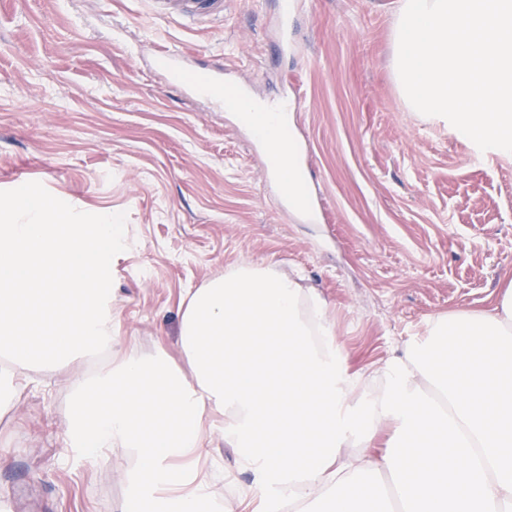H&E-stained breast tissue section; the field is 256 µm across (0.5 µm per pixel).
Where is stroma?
<instances>
[{"label": "stroma", "instance_id": "1", "mask_svg": "<svg viewBox=\"0 0 512 512\" xmlns=\"http://www.w3.org/2000/svg\"><path fill=\"white\" fill-rule=\"evenodd\" d=\"M400 0H228L220 21L171 19L150 0H0V202L21 186L109 211L128 238L112 257V324L141 357H180L188 296L240 265L315 290L366 397L430 320L489 310L512 279V155L410 112L393 71ZM176 50L217 85L254 98L285 83L303 99L293 131L324 218L288 216L262 148L237 113L172 86ZM68 367L15 366L0 412V512H119L124 449L108 462L66 445ZM198 469L212 494L254 512L253 476L221 431Z\"/></svg>", "mask_w": 512, "mask_h": 512}]
</instances>
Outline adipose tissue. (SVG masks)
Here are the masks:
<instances>
[{
  "instance_id": "1",
  "label": "adipose tissue",
  "mask_w": 512,
  "mask_h": 512,
  "mask_svg": "<svg viewBox=\"0 0 512 512\" xmlns=\"http://www.w3.org/2000/svg\"><path fill=\"white\" fill-rule=\"evenodd\" d=\"M124 244L108 212L83 224L30 193L0 212V357L58 366L111 353L75 380L66 443L132 455L120 512H224L190 466L210 414L262 512L286 499L298 512H512V281L489 311L434 318L360 401L324 301L270 266L195 290L183 362L121 351L112 254ZM389 422L382 458L343 457Z\"/></svg>"
}]
</instances>
